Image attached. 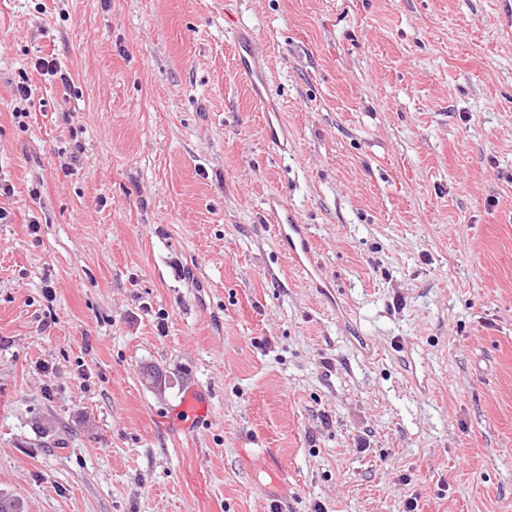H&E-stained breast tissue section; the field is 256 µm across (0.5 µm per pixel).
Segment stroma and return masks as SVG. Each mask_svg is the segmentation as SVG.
<instances>
[{"label":"stroma","instance_id":"obj_1","mask_svg":"<svg viewBox=\"0 0 512 512\" xmlns=\"http://www.w3.org/2000/svg\"><path fill=\"white\" fill-rule=\"evenodd\" d=\"M1 179L24 512H512V0H0ZM235 44L238 50V69L248 84L253 102L258 106L266 105V98H270V85L267 72L261 64L263 52L244 30L236 32ZM267 204L286 258L304 273L307 280L316 284L317 288H323L317 280L322 270L314 259L313 240L308 226L299 224L294 210L282 197H270ZM207 409V403L200 396H198L195 392L190 391L179 411L183 412L185 417L188 420H182L185 426L190 427L193 422L197 420L199 422L203 418H205Z\"/></svg>","mask_w":512,"mask_h":512}]
</instances>
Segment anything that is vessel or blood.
<instances>
[{"label": "vessel or blood", "instance_id": "obj_1", "mask_svg": "<svg viewBox=\"0 0 512 512\" xmlns=\"http://www.w3.org/2000/svg\"><path fill=\"white\" fill-rule=\"evenodd\" d=\"M235 44L238 69L248 84L251 98L255 105H265L270 96V85L261 64L263 53L256 41L242 30L236 32ZM267 204L286 258L304 273L307 280L316 281L322 270L314 259L313 240L308 226L300 223L283 198L270 197Z\"/></svg>", "mask_w": 512, "mask_h": 512}]
</instances>
